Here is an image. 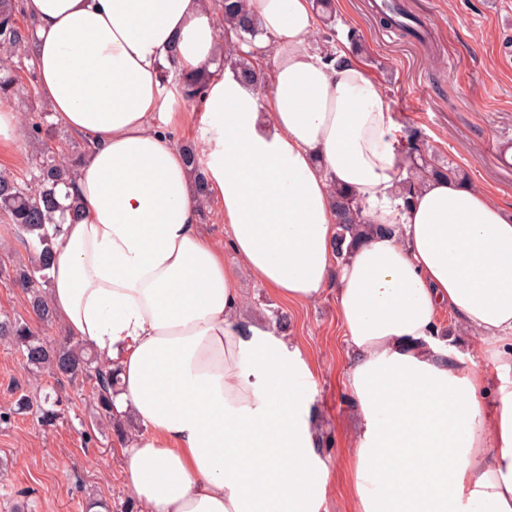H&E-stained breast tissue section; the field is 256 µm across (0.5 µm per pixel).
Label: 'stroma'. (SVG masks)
<instances>
[{"mask_svg":"<svg viewBox=\"0 0 512 512\" xmlns=\"http://www.w3.org/2000/svg\"><path fill=\"white\" fill-rule=\"evenodd\" d=\"M372 2L338 0L334 32L315 28L312 47L327 43L347 51L349 34H356L364 47L359 59L390 99L396 122L421 130L432 158L460 167L493 201L512 205V165L499 159L504 146L512 145V55L503 49L512 39V0H403L425 25L424 41L382 25ZM21 81L27 92L13 97L12 105L22 120L41 112L55 150L84 152V142L57 123L35 94V78L25 73ZM39 158V146L22 136L0 146V173L25 176ZM241 288L249 317L270 324L282 314L286 336L313 365L328 497L333 512H343L347 489L341 475L354 407L336 292L299 305L249 277ZM23 395L56 398L54 423H42L34 411L18 412ZM95 416L89 387L28 369L15 346L0 342V512H141L125 484L121 442L113 431L97 428Z\"/></svg>","mask_w":512,"mask_h":512,"instance_id":"obj_1","label":"stroma"}]
</instances>
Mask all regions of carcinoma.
Returning a JSON list of instances; mask_svg holds the SVG:
<instances>
[{"label":"carcinoma","mask_w":512,"mask_h":512,"mask_svg":"<svg viewBox=\"0 0 512 512\" xmlns=\"http://www.w3.org/2000/svg\"><path fill=\"white\" fill-rule=\"evenodd\" d=\"M221 27L234 33L235 39L224 52V56L213 59L217 71L228 67L240 78L259 87L265 83L264 72L258 67L260 54L268 51L257 45L263 31L258 19L246 8V0H221ZM16 0H0V101H7L18 90V72L26 69L24 46L28 30L18 24ZM175 74L183 98L192 103L199 101L211 72L207 69L186 75L177 72L175 57L169 58V66L161 69L160 79L165 81ZM404 149L409 161V177L402 182V197L410 202L419 180L415 176L424 173L459 176L451 165H437L427 159L425 138L414 128L404 130ZM189 173L202 204L209 200L205 166L197 148L182 147ZM77 171L73 162L63 161L52 151L47 152L29 179H21L0 173V217L16 226L21 240L33 251L28 262H19L11 268V278L24 288L32 314L42 323L54 319L43 286L49 281L48 270L53 261V242L46 225L55 223V212L59 209L56 188L74 183ZM336 254L341 260L350 255L353 247L370 235L387 230L380 224H370L363 215V206L355 194L347 189L336 191ZM0 339L22 353L25 365L32 370H47L58 378L75 381L79 378L92 385L101 422L113 428L122 438L126 430L121 421L112 415V390L118 386V377L88 347L72 343L70 339L50 344L38 336L29 323L0 318Z\"/></svg>","instance_id":"cac0c4a2"}]
</instances>
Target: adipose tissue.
<instances>
[{
    "label": "adipose tissue",
    "mask_w": 512,
    "mask_h": 512,
    "mask_svg": "<svg viewBox=\"0 0 512 512\" xmlns=\"http://www.w3.org/2000/svg\"><path fill=\"white\" fill-rule=\"evenodd\" d=\"M247 6L273 48L266 106L227 70L180 112L160 69L172 53L184 73L219 54L204 0L20 4L36 93L87 143L48 227L49 300L116 369L113 414L144 428L122 448L127 487L142 512H329L312 369L246 317V275L299 304L336 290L353 512H512V385L452 352L439 324L448 314L512 371V208L451 175L424 176L403 201L390 101L362 63L308 46L313 0ZM183 124L200 132L227 247L201 229L173 140ZM340 188L386 227L343 262Z\"/></svg>",
    "instance_id": "adipose-tissue-1"
}]
</instances>
